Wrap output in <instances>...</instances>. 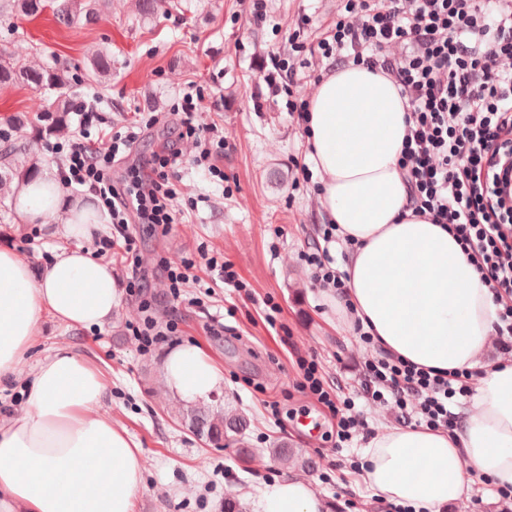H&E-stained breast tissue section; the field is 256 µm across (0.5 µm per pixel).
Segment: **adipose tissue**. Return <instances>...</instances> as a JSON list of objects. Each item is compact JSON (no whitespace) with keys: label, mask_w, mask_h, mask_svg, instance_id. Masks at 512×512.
I'll return each mask as SVG.
<instances>
[{"label":"adipose tissue","mask_w":512,"mask_h":512,"mask_svg":"<svg viewBox=\"0 0 512 512\" xmlns=\"http://www.w3.org/2000/svg\"><path fill=\"white\" fill-rule=\"evenodd\" d=\"M406 104L382 74L351 65L321 80L310 99L307 161L318 175L319 205L342 238L354 240L345 270L350 288L336 303L386 352L439 371L484 369L453 433L383 428L363 456V479L384 503L446 512L470 474L512 485V362H487L496 307L455 237L412 215L398 158ZM28 220L63 210L62 249L40 274L0 248V384L26 374L24 409L0 420V512H135L143 462L126 430L102 414L110 394L101 368L67 347L22 367L45 315L103 327L121 301L112 268L85 243L103 220L93 204L63 202L53 179L16 190ZM169 393L209 399L224 376L196 345L170 350ZM259 512H326L297 476L266 487Z\"/></svg>","instance_id":"ef3b65f1"}]
</instances>
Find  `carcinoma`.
<instances>
[{
    "instance_id": "cac0c4a2",
    "label": "carcinoma",
    "mask_w": 512,
    "mask_h": 512,
    "mask_svg": "<svg viewBox=\"0 0 512 512\" xmlns=\"http://www.w3.org/2000/svg\"><path fill=\"white\" fill-rule=\"evenodd\" d=\"M106 0H3L0 15H23L36 17L49 9L55 21L64 26L80 22L91 23L101 16ZM112 74V53L98 50L89 58L87 75L93 80L106 78ZM74 77L61 63L31 67L0 51V87L25 85L43 94L63 90ZM39 159L26 152V149L12 140L0 150V191L10 196L8 184L20 187L38 176ZM180 421L201 440L215 445H237L239 461L247 466L252 462L253 453L246 446L245 431L248 428L246 417L237 412L214 411L208 407L191 408L180 414Z\"/></svg>"
}]
</instances>
